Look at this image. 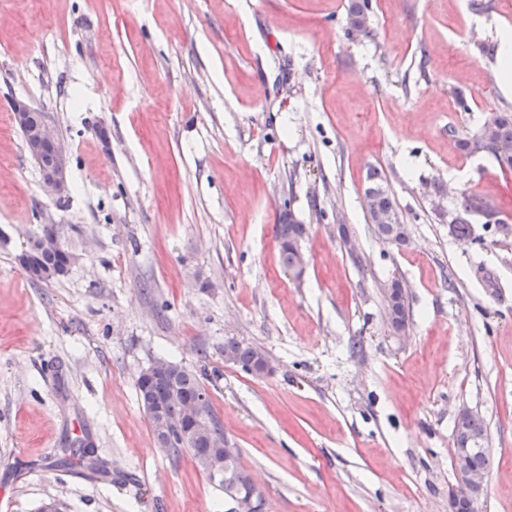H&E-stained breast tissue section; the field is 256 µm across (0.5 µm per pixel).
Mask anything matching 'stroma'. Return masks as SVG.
Returning a JSON list of instances; mask_svg holds the SVG:
<instances>
[{"label":"stroma","mask_w":512,"mask_h":512,"mask_svg":"<svg viewBox=\"0 0 512 512\" xmlns=\"http://www.w3.org/2000/svg\"><path fill=\"white\" fill-rule=\"evenodd\" d=\"M493 4L371 0L355 39L347 0H0V512H225L189 454L155 444L136 381L159 359L208 388L266 512H448L464 408L488 429L480 508L512 512V171L458 146L512 106L478 50L512 27V0ZM16 101L58 130L63 198ZM372 169L404 246L367 220ZM466 195L484 209L464 243ZM290 217L300 282L274 234ZM40 224L74 255L46 282L15 261ZM230 340L273 372L225 363ZM77 439L108 481L54 467ZM369 192H363V206L368 215L369 223H373L376 218L373 212L374 207L385 213L400 214L396 199L387 184V181L381 176L378 171L371 172L367 177V186L365 187ZM373 198H372V195ZM481 203H471L469 199H465L461 204L462 212H458L451 224V228L456 238L462 242H467L472 238L473 226L469 219V213L476 209H481ZM305 235V225L298 224L291 217L288 218V222L285 224L275 225V237L279 246L280 263L286 270L292 268L289 274L295 280H301L307 269L308 262L305 253L299 250L296 256V244L301 242ZM373 226L375 235L382 241L390 243H407L408 241V228L403 220H397L393 224H373ZM385 305L386 308H392L395 313L394 322L392 326H390L391 331L396 335L401 332L405 333L409 315L407 297L405 300L404 290L398 287L394 295L385 297Z\"/></svg>","instance_id":"stroma-1"}]
</instances>
